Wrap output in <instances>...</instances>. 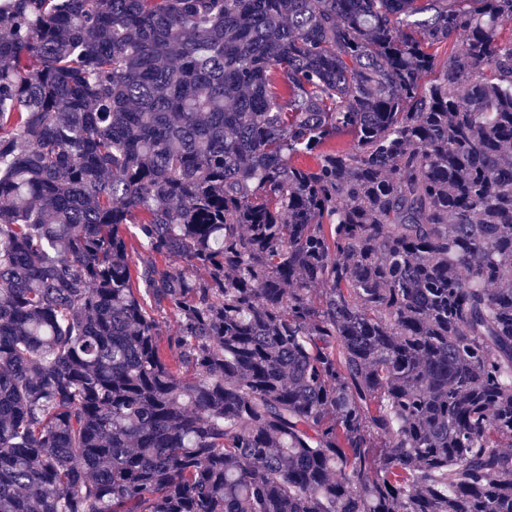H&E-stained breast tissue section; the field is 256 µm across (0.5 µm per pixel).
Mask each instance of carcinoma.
Segmentation results:
<instances>
[{"label": "carcinoma", "mask_w": 512, "mask_h": 512, "mask_svg": "<svg viewBox=\"0 0 512 512\" xmlns=\"http://www.w3.org/2000/svg\"><path fill=\"white\" fill-rule=\"evenodd\" d=\"M8 2L0 512H512V0Z\"/></svg>", "instance_id": "1"}]
</instances>
